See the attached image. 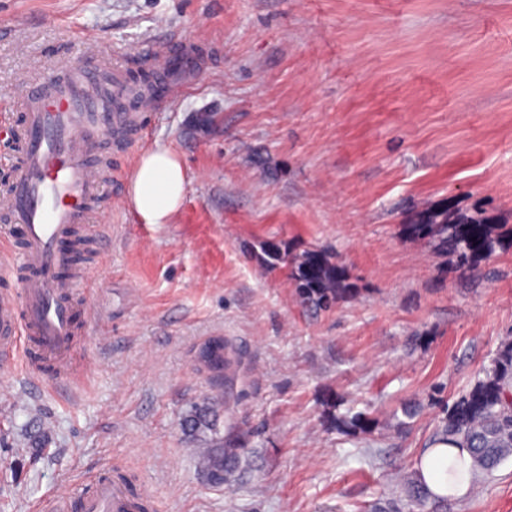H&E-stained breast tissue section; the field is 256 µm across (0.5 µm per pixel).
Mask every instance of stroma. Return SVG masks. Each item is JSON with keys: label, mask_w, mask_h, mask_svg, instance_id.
<instances>
[{"label": "stroma", "mask_w": 512, "mask_h": 512, "mask_svg": "<svg viewBox=\"0 0 512 512\" xmlns=\"http://www.w3.org/2000/svg\"><path fill=\"white\" fill-rule=\"evenodd\" d=\"M170 42L199 53L112 157L71 378L0 369V512L112 466L152 512H372L512 341V247L463 274L400 231L443 206L512 229V0H0V115L50 65L152 67ZM155 146L188 173L169 224L126 200ZM266 247L334 255L358 296L302 305ZM215 336L234 356L220 384L197 361ZM330 395L371 429L332 428ZM208 401L215 431L189 433ZM228 440L248 467L216 489L196 451ZM447 512H512V459Z\"/></svg>", "instance_id": "35a3bbf8"}]
</instances>
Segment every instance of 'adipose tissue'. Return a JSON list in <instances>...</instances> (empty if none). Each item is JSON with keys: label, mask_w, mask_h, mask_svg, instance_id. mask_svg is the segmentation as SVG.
Here are the masks:
<instances>
[{"label": "adipose tissue", "mask_w": 512, "mask_h": 512, "mask_svg": "<svg viewBox=\"0 0 512 512\" xmlns=\"http://www.w3.org/2000/svg\"><path fill=\"white\" fill-rule=\"evenodd\" d=\"M187 173L178 155L155 147L137 163L126 188L128 203L144 224H167L185 198ZM472 459L467 449L448 442L424 450L420 462L421 480L438 496L459 498L471 487Z\"/></svg>", "instance_id": "1"}]
</instances>
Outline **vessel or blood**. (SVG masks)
<instances>
[{"instance_id":"obj_1","label":"vessel or blood","mask_w":512,"mask_h":512,"mask_svg":"<svg viewBox=\"0 0 512 512\" xmlns=\"http://www.w3.org/2000/svg\"><path fill=\"white\" fill-rule=\"evenodd\" d=\"M194 51L167 44L151 74L153 92L135 98L120 62L96 55L80 65L47 70L21 85L24 113L16 131L18 157L0 187V232L11 241L0 252L14 288L0 291V359L21 361L39 379L67 375L70 355L90 328V288L74 276L77 244L99 236L91 222L100 196L104 147L111 137H140L135 116L174 99V67H189ZM138 501L102 469L81 494L63 485L42 501V512H135Z\"/></svg>"}]
</instances>
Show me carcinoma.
Here are the masks:
<instances>
[{
  "mask_svg": "<svg viewBox=\"0 0 512 512\" xmlns=\"http://www.w3.org/2000/svg\"><path fill=\"white\" fill-rule=\"evenodd\" d=\"M423 234L438 241L441 253L451 257L460 272L471 271L500 248L505 235L492 224H459L444 212L428 215ZM266 266L289 269L297 298L308 307L329 311L337 303L356 296L344 270L326 253L306 250L290 255L277 249L266 252ZM205 368L218 378L231 366L228 345L221 337L210 339L200 351ZM483 377L451 405L444 421L433 433L430 444L460 442L472 457L474 481H479L512 457V343L502 346L481 370ZM328 418L360 433L371 420L365 412L347 411L336 415V398L326 401ZM216 414L207 405L193 407L184 419L185 428L197 433L214 425ZM198 465L209 485L222 487L241 473L240 449L219 445L200 448ZM447 499L432 495L411 468L401 480V499L375 507V512H445Z\"/></svg>",
  "mask_w": 512,
  "mask_h": 512,
  "instance_id": "1",
  "label": "carcinoma"
}]
</instances>
